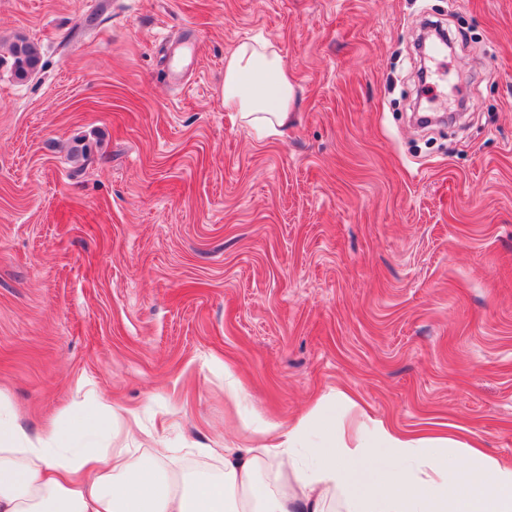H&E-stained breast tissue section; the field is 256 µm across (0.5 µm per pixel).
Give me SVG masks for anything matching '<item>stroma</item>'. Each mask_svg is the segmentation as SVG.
Returning <instances> with one entry per match:
<instances>
[{"label": "stroma", "instance_id": "obj_1", "mask_svg": "<svg viewBox=\"0 0 512 512\" xmlns=\"http://www.w3.org/2000/svg\"><path fill=\"white\" fill-rule=\"evenodd\" d=\"M453 55L414 82L424 18ZM0 391L36 433L77 394L142 451L252 446L352 391L512 460V0H0ZM257 39L294 86L257 140L224 63ZM244 398L232 403L228 380ZM9 63L15 77L27 79L41 67V56L37 47L24 38H16L8 49Z\"/></svg>", "mask_w": 512, "mask_h": 512}]
</instances>
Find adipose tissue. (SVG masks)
<instances>
[{
	"mask_svg": "<svg viewBox=\"0 0 512 512\" xmlns=\"http://www.w3.org/2000/svg\"><path fill=\"white\" fill-rule=\"evenodd\" d=\"M294 86L271 45L240 43L224 65V107L258 136L278 134ZM331 401L348 422L322 417V404L285 423L246 418L262 443L211 448L215 475L187 476L177 449L146 454L102 445L133 435L139 415L97 394L74 401L49 431L28 433L0 394V512H512V461L487 455L478 436L456 429L403 430L374 418L355 395Z\"/></svg>",
	"mask_w": 512,
	"mask_h": 512,
	"instance_id": "1",
	"label": "adipose tissue"
}]
</instances>
